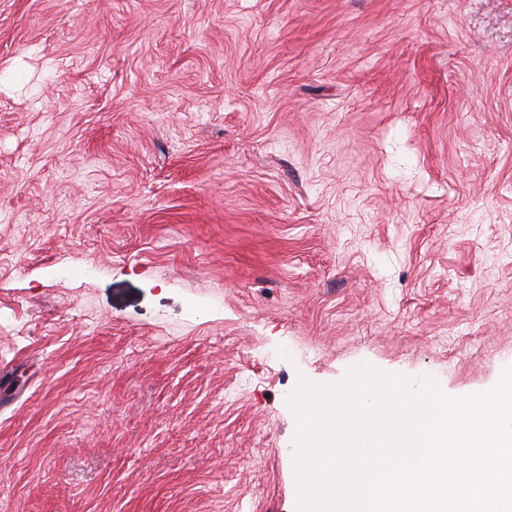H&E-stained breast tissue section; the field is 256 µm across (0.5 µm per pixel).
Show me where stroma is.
<instances>
[{
    "label": "stroma",
    "instance_id": "stroma-1",
    "mask_svg": "<svg viewBox=\"0 0 512 512\" xmlns=\"http://www.w3.org/2000/svg\"><path fill=\"white\" fill-rule=\"evenodd\" d=\"M364 364L512 365V0H0V512H297Z\"/></svg>",
    "mask_w": 512,
    "mask_h": 512
}]
</instances>
